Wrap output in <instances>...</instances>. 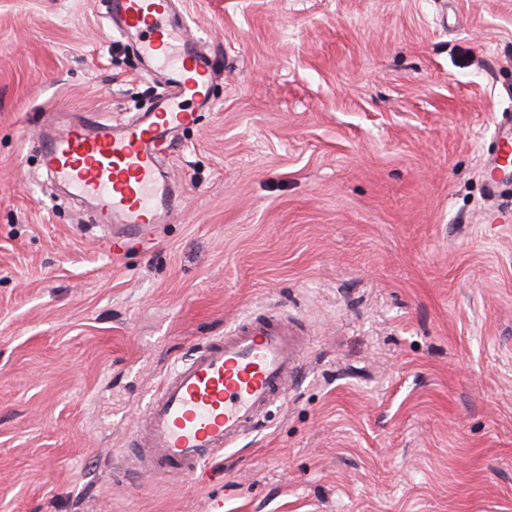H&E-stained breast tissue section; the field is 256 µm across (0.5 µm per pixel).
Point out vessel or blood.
<instances>
[{"mask_svg":"<svg viewBox=\"0 0 512 512\" xmlns=\"http://www.w3.org/2000/svg\"><path fill=\"white\" fill-rule=\"evenodd\" d=\"M180 0H105L116 32L137 37L147 67L165 73L154 107L113 126L97 119L50 125L37 135L47 177L92 202L113 244L142 243L181 197L160 151L210 107L215 56L188 33ZM512 178V120L499 123L487 168L490 190ZM306 338L280 313L249 315L195 349L161 380L142 410L126 456L159 477L196 473L261 426L297 375Z\"/></svg>","mask_w":512,"mask_h":512,"instance_id":"b4317fda","label":"vessel or blood"}]
</instances>
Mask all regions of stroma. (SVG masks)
<instances>
[{
    "label": "stroma",
    "mask_w": 512,
    "mask_h": 512,
    "mask_svg": "<svg viewBox=\"0 0 512 512\" xmlns=\"http://www.w3.org/2000/svg\"><path fill=\"white\" fill-rule=\"evenodd\" d=\"M183 7L215 106L166 156L185 206L115 251L35 134L161 79L99 0H0V512H512V0ZM269 310L308 344L262 429L114 479L163 376ZM496 148L487 168V184L492 192H496L502 183L508 181L510 174L512 175V161H508L512 155V119L498 123Z\"/></svg>",
    "instance_id": "35a3bbf8"
}]
</instances>
